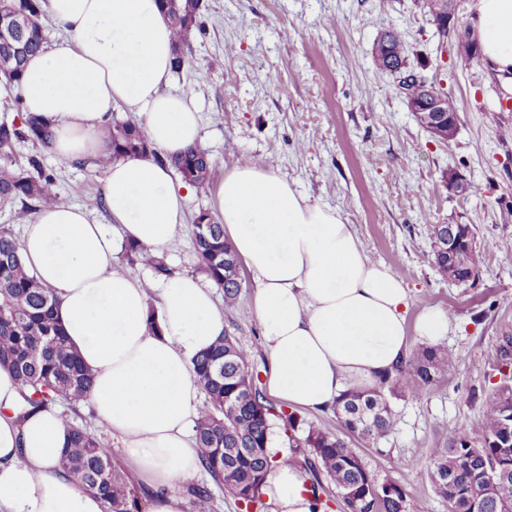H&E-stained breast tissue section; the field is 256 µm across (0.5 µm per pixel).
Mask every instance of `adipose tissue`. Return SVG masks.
<instances>
[{"instance_id": "adipose-tissue-1", "label": "adipose tissue", "mask_w": 512, "mask_h": 512, "mask_svg": "<svg viewBox=\"0 0 512 512\" xmlns=\"http://www.w3.org/2000/svg\"><path fill=\"white\" fill-rule=\"evenodd\" d=\"M65 31L30 57L21 85L26 111L41 115L64 160L107 152L104 128L116 109L132 113L152 154L112 162L103 196L109 223L76 205L43 209L24 226L25 267L53 290L72 347L93 375L89 395L106 431L162 493L148 512H182L177 485L202 471L194 426L201 388L191 362L224 334L212 291L191 274L155 283L118 266L130 243L163 257L184 224L190 186L161 158L201 143L200 116L166 91L172 31L160 0H47ZM472 36L483 61L512 74V0H477ZM224 234L258 281L269 394L321 412L343 391L370 390L411 352L409 337L436 343L448 314H406L410 294L375 262L353 225L309 203L271 166L246 162L215 192ZM21 385L0 366V512H103L98 495L59 467L70 446L52 406L18 418ZM273 512H312L313 496L293 465L275 463L261 488Z\"/></svg>"}]
</instances>
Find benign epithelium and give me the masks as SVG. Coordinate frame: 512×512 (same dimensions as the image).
<instances>
[{
  "instance_id": "obj_1",
  "label": "benign epithelium",
  "mask_w": 512,
  "mask_h": 512,
  "mask_svg": "<svg viewBox=\"0 0 512 512\" xmlns=\"http://www.w3.org/2000/svg\"><path fill=\"white\" fill-rule=\"evenodd\" d=\"M437 11L441 17L447 19L443 28L447 30L445 38L454 42L465 36L458 18V3L456 0H438ZM23 28L21 25L8 26L0 31V52L13 54L18 50L17 44L21 42ZM395 88L406 103L409 111L413 112L419 124L442 143H449L455 137L451 125L458 123L454 117H446L443 113L441 100L431 90L430 80L417 70H392ZM413 83L419 93L415 97L406 94V85ZM441 181L454 196L463 197L468 193L469 181L457 170L450 169L442 173Z\"/></svg>"
}]
</instances>
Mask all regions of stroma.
<instances>
[{
    "instance_id": "35a3bbf8",
    "label": "stroma",
    "mask_w": 512,
    "mask_h": 512,
    "mask_svg": "<svg viewBox=\"0 0 512 512\" xmlns=\"http://www.w3.org/2000/svg\"><path fill=\"white\" fill-rule=\"evenodd\" d=\"M206 29L184 45L193 65L172 74L168 91L190 97L202 117L210 185L190 191L187 225L167 255L174 272L198 274L192 219L212 210L227 168L266 159L310 202L337 209L374 261L410 290V315L452 309L443 344L452 364L439 382L393 400V425L376 441L351 440L367 468L402 484L420 512H448L427 480L432 448L449 427L478 429L483 404L512 376L500 348L512 338V111L500 108L507 81L491 67H468L443 44L414 0H203ZM403 34L410 62L436 78L458 106L456 138L443 144L415 120L371 50L388 28ZM65 203L108 223L100 205L105 171L45 152ZM457 169L482 186L450 195L441 174ZM473 225L486 249L475 285L443 279L431 263L434 224ZM246 272L224 326L250 353L263 381L267 354Z\"/></svg>"
}]
</instances>
